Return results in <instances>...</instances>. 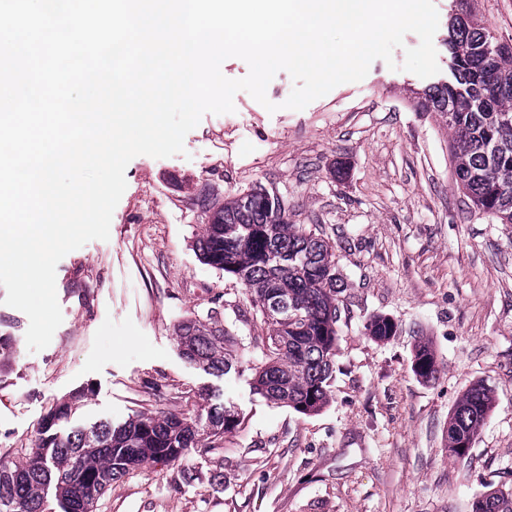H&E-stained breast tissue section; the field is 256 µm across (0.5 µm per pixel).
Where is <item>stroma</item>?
<instances>
[{
	"label": "stroma",
	"mask_w": 512,
	"mask_h": 512,
	"mask_svg": "<svg viewBox=\"0 0 512 512\" xmlns=\"http://www.w3.org/2000/svg\"><path fill=\"white\" fill-rule=\"evenodd\" d=\"M461 2L434 0L436 77L378 59L363 80L290 110L282 70L266 90L277 111L240 91L234 112L203 115L184 153L133 158L109 240L56 267L63 321L44 350L29 352V319L0 287V338L13 352L0 373V455L24 460L50 409L80 391L60 433L137 412L193 416L206 402L240 417L216 448L114 481L95 512H472L489 488L512 489V224L470 213L453 130L409 98L446 78L443 40ZM470 8L512 43V0ZM258 185L333 246L346 284L329 403L311 416L254 391L263 355L250 297L196 247L207 207ZM377 315L398 325L384 343L365 333ZM195 318L234 336L228 373L181 354L176 328ZM421 341L438 362L427 382L412 370ZM477 382L494 407L457 458L448 420Z\"/></svg>",
	"instance_id": "35a3bbf8"
}]
</instances>
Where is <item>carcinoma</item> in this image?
Returning a JSON list of instances; mask_svg holds the SVG:
<instances>
[{"label":"carcinoma","instance_id":"carcinoma-1","mask_svg":"<svg viewBox=\"0 0 512 512\" xmlns=\"http://www.w3.org/2000/svg\"><path fill=\"white\" fill-rule=\"evenodd\" d=\"M448 81L416 96L418 112H438L454 130L456 181L471 208L500 224H512V45L496 39L472 13L448 24ZM203 261L236 279L250 296L266 334L252 337L265 360L255 367L256 393L303 415L320 411L328 400L338 341V294L333 246L288 222L281 200L255 187L208 216L200 242ZM395 321L373 317L365 326L377 342L397 333ZM187 359L227 372L232 355L229 333L196 319L178 326ZM415 375L429 380L438 372L435 353L417 346ZM493 407L488 388L476 383L456 403L448 423V448L468 454ZM239 418L227 406L204 407L193 417L137 413L117 426L101 422L66 435L39 430L28 459H0V512H43L45 491L53 487L66 512H84L117 480L141 465L136 449L151 452L155 464L175 465L183 451L221 438ZM473 512H512V493L490 490Z\"/></svg>","mask_w":512,"mask_h":512}]
</instances>
